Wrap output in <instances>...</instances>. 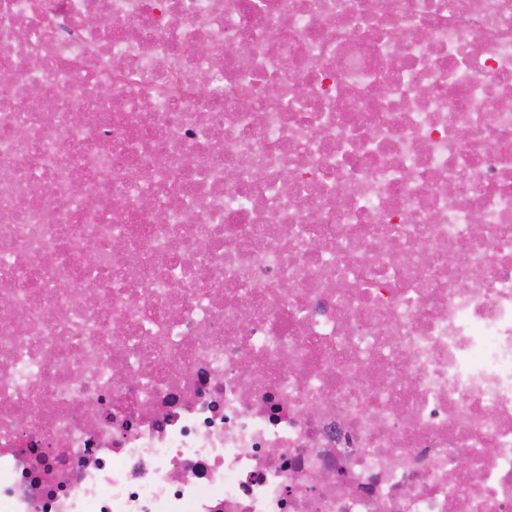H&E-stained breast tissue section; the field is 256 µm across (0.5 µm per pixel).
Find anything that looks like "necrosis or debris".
I'll return each mask as SVG.
<instances>
[{"mask_svg": "<svg viewBox=\"0 0 512 512\" xmlns=\"http://www.w3.org/2000/svg\"><path fill=\"white\" fill-rule=\"evenodd\" d=\"M0 512H512V0H0Z\"/></svg>", "mask_w": 512, "mask_h": 512, "instance_id": "necrosis-or-debris-1", "label": "necrosis or debris"}]
</instances>
